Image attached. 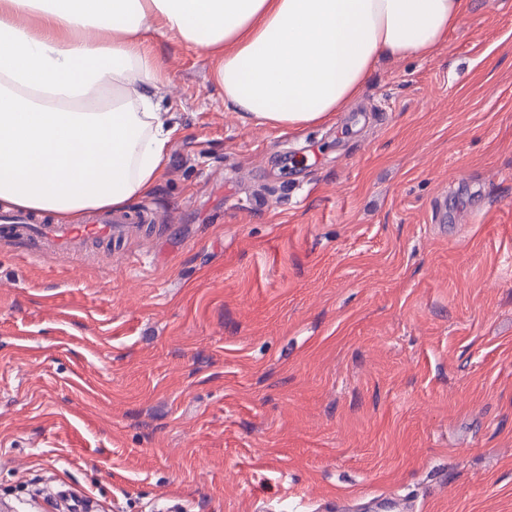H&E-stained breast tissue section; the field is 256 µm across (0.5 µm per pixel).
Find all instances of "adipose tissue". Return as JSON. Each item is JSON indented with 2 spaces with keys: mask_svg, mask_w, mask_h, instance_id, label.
<instances>
[{
  "mask_svg": "<svg viewBox=\"0 0 512 512\" xmlns=\"http://www.w3.org/2000/svg\"><path fill=\"white\" fill-rule=\"evenodd\" d=\"M469 0H0V209L86 223L158 187L178 130L160 38L216 63L224 106L302 131L385 61L425 57Z\"/></svg>",
  "mask_w": 512,
  "mask_h": 512,
  "instance_id": "adipose-tissue-1",
  "label": "adipose tissue"
}]
</instances>
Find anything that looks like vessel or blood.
Masks as SVG:
<instances>
[{"instance_id": "vessel-or-blood-1", "label": "vessel or blood", "mask_w": 512, "mask_h": 512, "mask_svg": "<svg viewBox=\"0 0 512 512\" xmlns=\"http://www.w3.org/2000/svg\"><path fill=\"white\" fill-rule=\"evenodd\" d=\"M131 229L123 218L102 214L86 224H55L30 216L16 223L1 224L0 237L20 241L33 254L66 253L82 244H111ZM88 499L69 489L59 490L55 498L58 512H85Z\"/></svg>"}]
</instances>
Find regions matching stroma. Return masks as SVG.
<instances>
[{
  "label": "stroma",
  "instance_id": "obj_1",
  "mask_svg": "<svg viewBox=\"0 0 512 512\" xmlns=\"http://www.w3.org/2000/svg\"><path fill=\"white\" fill-rule=\"evenodd\" d=\"M179 125L126 246L0 238V502L512 512V0L300 132L162 40ZM90 497L82 496L70 489L59 490L55 497L56 510L71 512L87 509Z\"/></svg>",
  "mask_w": 512,
  "mask_h": 512
}]
</instances>
